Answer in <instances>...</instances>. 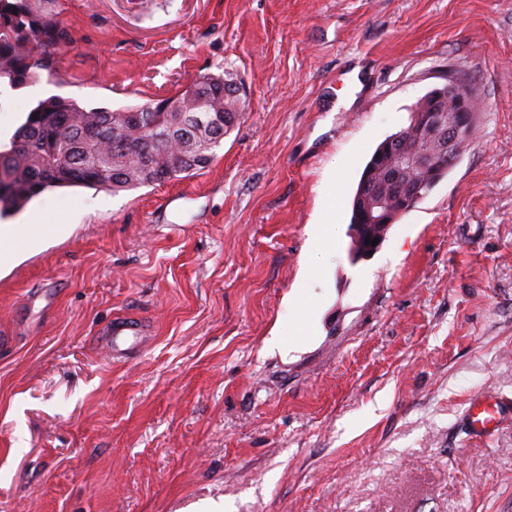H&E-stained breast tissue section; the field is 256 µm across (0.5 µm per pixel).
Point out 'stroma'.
<instances>
[{
    "label": "stroma",
    "instance_id": "35a3bbf8",
    "mask_svg": "<svg viewBox=\"0 0 512 512\" xmlns=\"http://www.w3.org/2000/svg\"><path fill=\"white\" fill-rule=\"evenodd\" d=\"M55 10L58 73L0 97L1 142L39 100L116 109L204 73L238 72L249 107L198 174L9 216L43 234L0 266V512H512V421L464 419L512 398V0ZM451 68L475 139L351 258L365 164ZM123 314L151 332L109 361ZM384 141L381 142L380 144H378V146L373 151L370 159L368 160V162L366 163V165H365V167L363 169V172L361 174L358 186H357V188L355 190V193H354V196H353V199H352V203H351V221H350V224H351V229L352 230L356 229L355 224H363V220H362V217L360 215V207L361 206H360V203H359V190H360L363 182L365 181V179L369 177V173L371 171V168H372L373 164L375 163L376 157L378 156L380 150L382 149ZM505 418H512V402L491 396L473 400L465 414L475 436L489 435Z\"/></svg>",
    "mask_w": 512,
    "mask_h": 512
}]
</instances>
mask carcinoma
I'll return each instance as SVG.
<instances>
[{
  "label": "carcinoma",
  "instance_id": "carcinoma-1",
  "mask_svg": "<svg viewBox=\"0 0 512 512\" xmlns=\"http://www.w3.org/2000/svg\"><path fill=\"white\" fill-rule=\"evenodd\" d=\"M54 2L0 0V89L33 85L55 70L66 34ZM240 81L233 73L205 74L173 96L118 109H88L59 96L38 101L0 145V218L48 190L116 193L208 168L247 110L246 99L231 94ZM90 128L98 137L88 143Z\"/></svg>",
  "mask_w": 512,
  "mask_h": 512
}]
</instances>
